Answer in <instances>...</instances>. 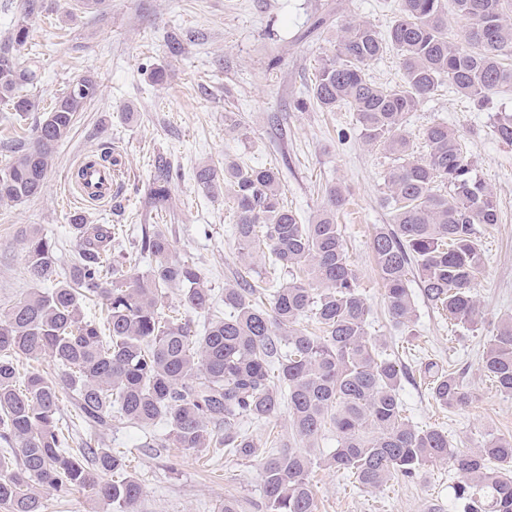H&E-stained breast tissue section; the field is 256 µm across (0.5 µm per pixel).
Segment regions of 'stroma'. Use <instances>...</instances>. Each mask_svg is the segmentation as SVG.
Listing matches in <instances>:
<instances>
[{
  "label": "stroma",
  "mask_w": 512,
  "mask_h": 512,
  "mask_svg": "<svg viewBox=\"0 0 512 512\" xmlns=\"http://www.w3.org/2000/svg\"><path fill=\"white\" fill-rule=\"evenodd\" d=\"M47 3V13L32 21L28 41L16 53L21 67L37 69L30 94L49 106L68 82L85 75L97 79L99 91L78 113L70 138L58 145L42 193L0 204V308L32 286L21 243L24 230L35 227L56 240L65 264L74 213L85 214L91 224L151 223L147 199L161 157L173 169V255L197 262L215 293L223 294L243 262L227 201L198 185L194 173L227 160L274 167L289 207L307 223L325 209L329 186L345 187L336 222L371 308L370 331L387 337L388 354L410 372L401 391L409 419L447 430L457 448L473 446L490 433L512 435V397L497 392L480 363L486 326L512 314V146L492 132L495 114L512 112V87L500 89L482 111L465 97L441 91L406 127L419 153L421 132L430 122L441 119L458 130L499 209L498 224L481 236L486 271L478 297L484 328L452 329L419 296L413 280L416 319L408 336L386 314L370 249L375 228L390 221L382 198L392 158L365 142L353 113L295 108L331 53L341 23L363 20L386 29L396 0H104L99 10L88 12L77 0ZM172 37L183 44L176 56L168 51ZM160 65L167 76L158 85L149 72ZM229 114L237 129H229ZM104 151L111 152L116 170L112 196L89 206L72 174L84 155ZM428 358L464 373L474 395L471 405L452 412L433 406L418 375L420 362ZM249 431L260 452L253 459L227 455L217 461L208 452L168 447L169 428L161 422L145 430H114L105 442L130 454L129 473L143 486L137 512H218L228 498L239 512H265L260 457L268 453L269 440L290 445L294 438L284 411ZM147 434L158 447H142ZM456 479L448 466L434 465L413 481L398 477L367 490L349 474L321 468L313 474V488L318 512H463L454 496Z\"/></svg>",
  "instance_id": "35a3bbf8"
}]
</instances>
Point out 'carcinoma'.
Returning <instances> with one entry per match:
<instances>
[{"instance_id": "carcinoma-1", "label": "carcinoma", "mask_w": 512, "mask_h": 512, "mask_svg": "<svg viewBox=\"0 0 512 512\" xmlns=\"http://www.w3.org/2000/svg\"><path fill=\"white\" fill-rule=\"evenodd\" d=\"M45 0H24L23 15L0 40V117L20 118L39 109L27 93L35 71L16 62L29 37V21ZM512 0H398L384 32L367 22L340 29L335 53L322 60L309 98L326 111L344 107L356 116L365 141L394 157L385 178L392 223L378 226L371 250L385 293L389 320L410 329L416 316L408 286L416 273L423 297L458 328L483 323L477 298L485 257L479 227L499 221L492 191L478 178L460 135L443 121L422 132L428 148L415 155L403 134L408 115L447 87L484 109L503 87H512ZM470 22L464 42L452 41L448 14ZM393 51L402 81L384 87L367 67ZM83 76L43 112L27 144L0 169V202L41 194L55 147L69 136L77 113L98 93ZM495 135L512 145V113L498 112ZM196 181L208 192L224 188L232 198L234 233L241 259L268 252L273 270L306 271L311 282L280 281L275 290L239 275L224 284V309L192 260L172 258V237L162 223L169 212L171 165L155 167L148 205L159 224H142L137 253L152 259L142 272L112 264L114 225L70 217L76 250L67 266L58 244L35 230L22 238L27 271L39 287L0 310V507L5 512H45L44 493L87 489L116 512H137L141 482L124 473L128 458L105 447L112 423L170 427L171 444L198 451L222 448L232 456L257 454L246 422L275 418L287 406L294 437L315 439L330 427L337 446L322 458L308 448H288L262 463L266 512H317L310 481L316 468L351 474L366 489L394 477L413 478L447 463L458 475L455 497L464 512H512V436L488 435L456 450L448 432L410 423L400 387L407 372L369 332L370 308L335 220L345 190L326 189L329 207L304 224L283 200L280 173L271 167L231 162L205 165ZM182 288L184 305L205 317L163 313L165 289ZM102 302L101 320L85 313ZM310 317L315 336L300 326ZM19 356L49 357L56 377L20 374ZM482 371L512 397V316L489 330ZM419 374L434 404L444 410L471 404L463 373L437 361L420 363ZM74 400L75 416L94 431V443L70 447L69 427L59 417L62 393Z\"/></svg>"}]
</instances>
